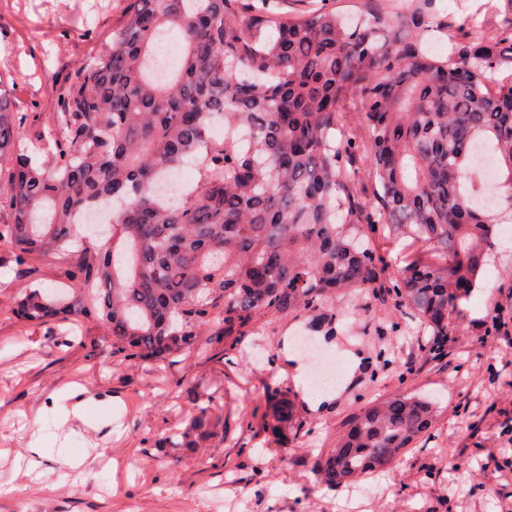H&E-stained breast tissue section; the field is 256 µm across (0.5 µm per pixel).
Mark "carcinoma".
<instances>
[{
  "label": "carcinoma",
  "instance_id": "obj_1",
  "mask_svg": "<svg viewBox=\"0 0 512 512\" xmlns=\"http://www.w3.org/2000/svg\"><path fill=\"white\" fill-rule=\"evenodd\" d=\"M431 0L406 13L298 17L273 0H125L121 26L66 79L38 164L0 96V242L16 260L61 251L76 216L112 208V244L71 254L66 296L28 288L15 314L42 325L90 317L114 353L150 363L181 354L219 324L230 348L258 324L313 313L359 288L448 335L478 287L502 220L480 196L512 188V37L479 31L435 56ZM179 31L171 73L155 47ZM224 124V140L211 135ZM507 175L489 187L473 148ZM199 178L158 200L187 159ZM416 246L393 269L388 247ZM268 433L302 426L267 386ZM437 410L399 395L363 408L318 462L343 485L392 464L429 435ZM208 408L161 448L217 437Z\"/></svg>",
  "mask_w": 512,
  "mask_h": 512
}]
</instances>
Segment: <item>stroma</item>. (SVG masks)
I'll return each mask as SVG.
<instances>
[{"label": "stroma", "mask_w": 512, "mask_h": 512, "mask_svg": "<svg viewBox=\"0 0 512 512\" xmlns=\"http://www.w3.org/2000/svg\"><path fill=\"white\" fill-rule=\"evenodd\" d=\"M278 11L304 15L327 6L404 12L411 0H276ZM447 30L431 44L466 36L461 22L485 35L512 36V0H432ZM123 20L122 0H0V93L23 117L21 134L47 132L68 75L92 58ZM111 223L79 224L65 251L19 265L0 242V512H512V223L494 227L495 258L448 326L442 356L429 355L417 323L398 324L389 302L340 296L333 328L287 317L244 338L227 353L223 337H201L202 352L142 364L112 352L95 322L32 326L14 314L25 287L63 286L69 255L98 242ZM306 376H278L282 337ZM311 337L336 368L316 384L298 345ZM362 355L355 376L346 352ZM91 396L79 424L59 425L56 396L72 384ZM282 388L306 430L285 445L261 447L267 384ZM328 392L319 411L303 396ZM416 393L439 416L427 439L385 470L336 487L321 483L316 463L329 454L359 410ZM209 406L219 438L195 448H161L160 436L184 428L197 404ZM42 425H35V418ZM43 430L40 465L18 475L12 454Z\"/></svg>", "instance_id": "35a3bbf8"}]
</instances>
